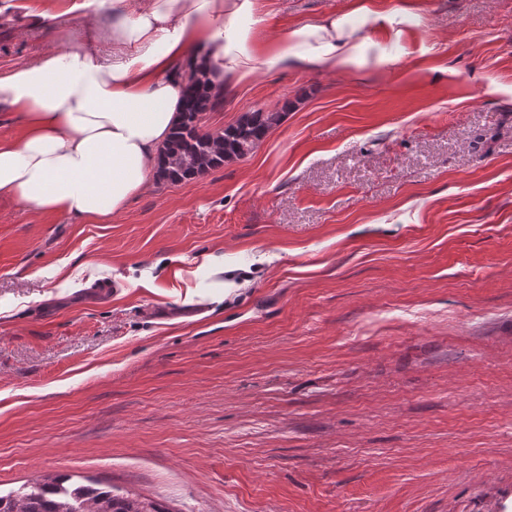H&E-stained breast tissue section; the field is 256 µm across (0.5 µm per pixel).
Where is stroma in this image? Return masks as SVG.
Here are the masks:
<instances>
[{
  "label": "stroma",
  "instance_id": "obj_1",
  "mask_svg": "<svg viewBox=\"0 0 512 512\" xmlns=\"http://www.w3.org/2000/svg\"><path fill=\"white\" fill-rule=\"evenodd\" d=\"M80 2L0 0V73L83 42ZM415 5L425 54L255 72L203 118L282 113L255 151L109 223L0 199L1 494L512 512V0Z\"/></svg>",
  "mask_w": 512,
  "mask_h": 512
}]
</instances>
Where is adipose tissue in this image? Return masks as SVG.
I'll return each mask as SVG.
<instances>
[{
  "label": "adipose tissue",
  "instance_id": "1",
  "mask_svg": "<svg viewBox=\"0 0 512 512\" xmlns=\"http://www.w3.org/2000/svg\"><path fill=\"white\" fill-rule=\"evenodd\" d=\"M109 24L0 73V108L23 132L0 139V197L38 213L102 224L146 190L177 122L184 72L202 66L224 88L256 70L397 69L394 49L420 24L412 0L394 10L351 0L346 12L296 25L268 44L259 0H95Z\"/></svg>",
  "mask_w": 512,
  "mask_h": 512
}]
</instances>
